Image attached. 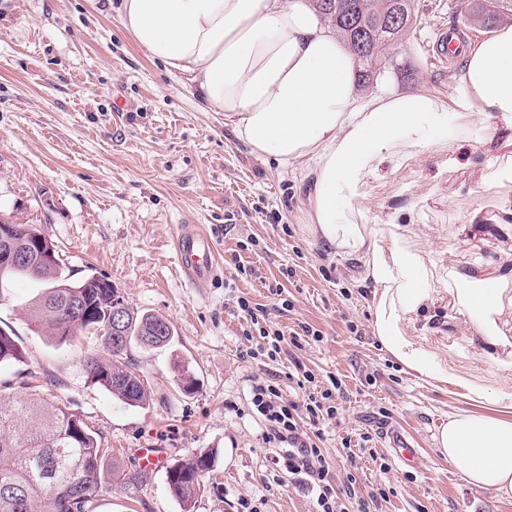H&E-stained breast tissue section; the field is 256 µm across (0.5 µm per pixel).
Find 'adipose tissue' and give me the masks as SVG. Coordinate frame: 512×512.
Segmentation results:
<instances>
[{
  "mask_svg": "<svg viewBox=\"0 0 512 512\" xmlns=\"http://www.w3.org/2000/svg\"><path fill=\"white\" fill-rule=\"evenodd\" d=\"M121 23L134 42L168 68L187 74L201 103L222 112L245 145L288 167L310 160L314 239L357 260L374 285L373 329L397 362L431 385H455L471 401L512 408V388L459 375L454 362L417 344L411 330L440 296L453 319L480 336L486 355L512 370V337L499 325L502 275L451 272L435 288L401 225L368 231L348 219L358 183L397 144L426 148L435 137L456 148L512 123V26L468 49L460 89L450 101L424 93L357 92L356 62L308 0H121ZM464 113L469 126L454 124ZM435 444L469 485L512 499V421L461 411L449 415Z\"/></svg>",
  "mask_w": 512,
  "mask_h": 512,
  "instance_id": "obj_1",
  "label": "adipose tissue"
}]
</instances>
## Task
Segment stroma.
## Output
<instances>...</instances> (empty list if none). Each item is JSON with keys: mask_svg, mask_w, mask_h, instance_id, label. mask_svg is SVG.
<instances>
[{"mask_svg": "<svg viewBox=\"0 0 512 512\" xmlns=\"http://www.w3.org/2000/svg\"><path fill=\"white\" fill-rule=\"evenodd\" d=\"M475 0H416L417 22L403 38L412 70L387 67L362 93L422 91L448 100L453 81L434 44L444 30L466 43L488 37L469 21ZM496 138L464 142L449 153L444 139L423 152L395 150L379 173L359 186L360 224L390 223L401 213L407 243L422 255L434 285L449 268L478 266L512 277V233L492 222L512 182H497L491 159L512 126L496 122ZM307 163L281 168L240 142L221 113L204 108L185 74L153 60L122 28L109 0H0V219L38 227L55 245L72 279L105 276L134 310L162 315L173 329L163 348L131 345L130 363L151 389L148 405L132 407L91 382L85 357L100 341L63 344L37 333L23 306L40 283L18 279L0 301V330L11 334L21 360L0 366V399L39 395L83 416L113 454L93 512H183L166 468L137 486L117 483L114 469L138 468L139 448H163L168 461L213 451L215 463L194 512H313L295 484L268 487L276 448L251 403L261 376L284 400L302 401L292 372L302 364L321 385L341 386L338 416L321 426L319 446L329 477L356 494L383 488L372 512H512L466 484L437 452L433 437L449 414L483 413L451 386L419 382L374 336L372 284L360 281L354 259L314 243L309 228ZM201 225L216 241L217 276L197 288L180 275L177 225ZM239 255L238 274L227 263ZM264 305L284 332L308 324L320 341L285 345L277 360L244 357L248 324L238 298ZM437 307L425 348L453 358L461 373L496 387L504 374L480 337ZM198 385L184 393L175 363ZM418 450L404 468L390 431ZM358 445L349 457L348 444Z\"/></svg>", "mask_w": 512, "mask_h": 512, "instance_id": "1", "label": "stroma"}]
</instances>
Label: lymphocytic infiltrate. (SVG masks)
Instances as JSON below:
<instances>
[{"instance_id":"f902f5d3","label":"lymphocytic infiltrate","mask_w":512,"mask_h":512,"mask_svg":"<svg viewBox=\"0 0 512 512\" xmlns=\"http://www.w3.org/2000/svg\"><path fill=\"white\" fill-rule=\"evenodd\" d=\"M237 305L250 331L258 335L254 348L247 352L248 357L261 353L273 360L281 353L283 343L298 347L303 342L320 339L318 331L309 325L288 334L273 327H264L265 312L261 304L242 297ZM251 393V402L265 424L268 442L280 446L283 465L273 477L274 484L280 487L289 480L305 489L312 496L315 512H343V501L347 498L355 501L356 512H370V500L357 496L353 489H343L331 483L324 456L305 430L306 425L316 426L337 417L338 408L332 388L320 389L300 402L286 401L278 387L258 377L253 381Z\"/></svg>"}]
</instances>
